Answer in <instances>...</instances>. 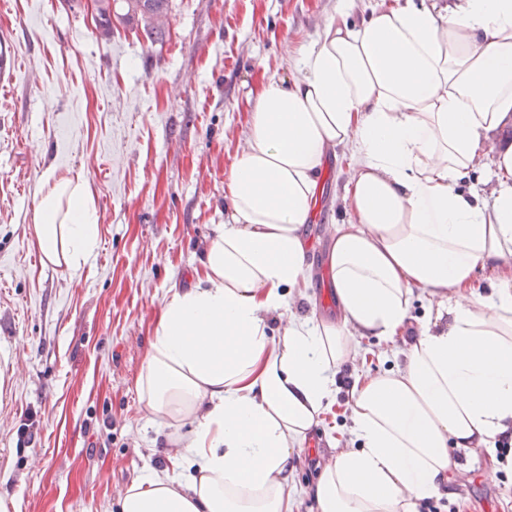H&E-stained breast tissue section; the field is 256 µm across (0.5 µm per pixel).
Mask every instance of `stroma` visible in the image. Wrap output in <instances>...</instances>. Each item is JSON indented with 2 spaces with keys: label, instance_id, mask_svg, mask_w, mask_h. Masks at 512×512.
I'll use <instances>...</instances> for the list:
<instances>
[{
  "label": "stroma",
  "instance_id": "obj_1",
  "mask_svg": "<svg viewBox=\"0 0 512 512\" xmlns=\"http://www.w3.org/2000/svg\"><path fill=\"white\" fill-rule=\"evenodd\" d=\"M336 0H170L162 37L118 25L100 40L87 0H0V502L8 512H120L133 483L169 468L187 426L154 420L138 398L157 320L191 287L228 215L226 182L266 75L296 74ZM80 179L98 244L78 271L44 262L34 211L49 177ZM347 167L330 157L307 242L329 251L346 223ZM317 253L289 314L336 313ZM289 314L268 318L281 336ZM357 368L403 361V343L368 336ZM351 367L293 458L314 484L350 445ZM417 512H512V468L485 454Z\"/></svg>",
  "mask_w": 512,
  "mask_h": 512
}]
</instances>
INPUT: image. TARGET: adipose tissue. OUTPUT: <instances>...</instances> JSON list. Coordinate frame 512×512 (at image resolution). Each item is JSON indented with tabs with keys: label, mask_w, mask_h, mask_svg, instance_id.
Masks as SVG:
<instances>
[{
	"label": "adipose tissue",
	"mask_w": 512,
	"mask_h": 512,
	"mask_svg": "<svg viewBox=\"0 0 512 512\" xmlns=\"http://www.w3.org/2000/svg\"><path fill=\"white\" fill-rule=\"evenodd\" d=\"M270 75L227 186L230 215L195 284L174 290L137 381L156 419L191 423L178 474L133 484L121 512H293L289 457L335 394L360 340L391 341L409 297L448 325L420 323L401 366L356 377L351 434L309 490L318 512H415L467 456L512 430V0H379L357 26L327 22ZM347 151L350 218L336 225L329 274L339 315L266 316L307 284L303 230L328 154ZM488 162L489 193L460 182ZM46 262L78 270L97 244L86 188L46 182L34 215ZM496 273L489 293L474 282Z\"/></svg>",
	"instance_id": "ef3b65f1"
}]
</instances>
